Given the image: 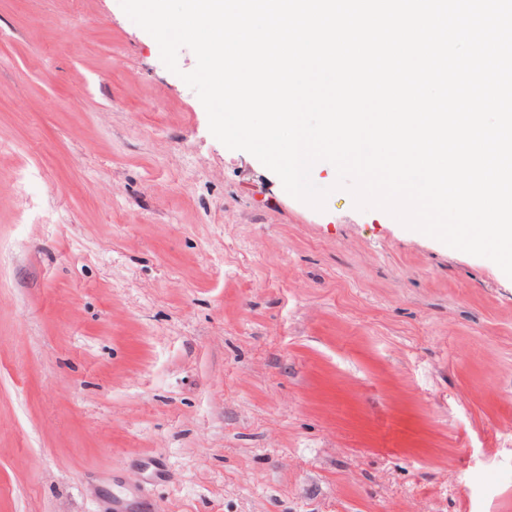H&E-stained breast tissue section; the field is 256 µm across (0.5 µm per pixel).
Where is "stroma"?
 <instances>
[{"label": "stroma", "mask_w": 512, "mask_h": 512, "mask_svg": "<svg viewBox=\"0 0 512 512\" xmlns=\"http://www.w3.org/2000/svg\"><path fill=\"white\" fill-rule=\"evenodd\" d=\"M336 179L119 0H0V512H512V278Z\"/></svg>", "instance_id": "35a3bbf8"}]
</instances>
